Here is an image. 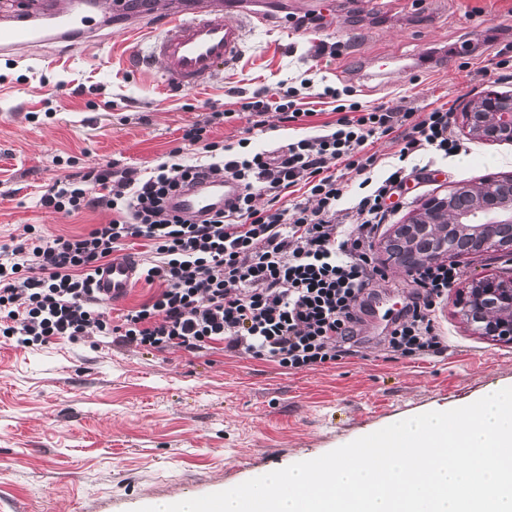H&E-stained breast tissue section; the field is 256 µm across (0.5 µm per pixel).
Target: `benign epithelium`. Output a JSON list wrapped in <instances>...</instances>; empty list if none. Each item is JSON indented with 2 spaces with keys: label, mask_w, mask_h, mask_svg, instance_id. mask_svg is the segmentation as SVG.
<instances>
[{
  "label": "benign epithelium",
  "mask_w": 512,
  "mask_h": 512,
  "mask_svg": "<svg viewBox=\"0 0 512 512\" xmlns=\"http://www.w3.org/2000/svg\"><path fill=\"white\" fill-rule=\"evenodd\" d=\"M473 137L512 143V95L488 89L461 110ZM466 254L491 250L512 259V178L464 185L427 199L416 216L398 224L380 244L387 261L410 270L451 254L448 242ZM459 316L478 335L512 344V281L483 277L471 281L456 299Z\"/></svg>",
  "instance_id": "obj_1"
}]
</instances>
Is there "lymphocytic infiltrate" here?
<instances>
[{"label":"lymphocytic infiltrate","instance_id":"obj_1","mask_svg":"<svg viewBox=\"0 0 512 512\" xmlns=\"http://www.w3.org/2000/svg\"><path fill=\"white\" fill-rule=\"evenodd\" d=\"M328 133L289 143L276 155L226 153L211 140L210 123L184 128L185 144L202 146L210 163L179 162L178 150L148 179L131 168L91 167L58 181L40 197L41 206L66 213L112 210L114 217L89 233L46 236L27 226V237L0 246V335L22 348L55 339L94 334L159 353L240 351L288 371L313 370L350 355L358 320L355 307L386 273L373 252L376 224L387 201L409 172L403 159L435 151L458 153L450 112L436 107L423 116L360 102L338 104ZM275 113L281 123L305 117L294 90L242 97L247 118ZM398 146V164L373 179L379 161L370 147L383 137ZM343 165L358 177L349 185L333 171ZM201 176L230 177L244 192L232 209L201 221L170 212L168 196ZM306 202L285 206L294 187ZM266 197L257 206V197ZM147 241L151 260L140 276L156 293L138 308L113 319L98 300L94 279L112 263L123 242ZM454 263L414 269L417 298L389 331V347L418 359L441 352L435 308L457 281Z\"/></svg>","mask_w":512,"mask_h":512}]
</instances>
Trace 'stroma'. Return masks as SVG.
Listing matches in <instances>:
<instances>
[{
  "mask_svg": "<svg viewBox=\"0 0 512 512\" xmlns=\"http://www.w3.org/2000/svg\"><path fill=\"white\" fill-rule=\"evenodd\" d=\"M141 2L92 40L45 42L21 60L0 56V245L21 242L29 224L60 235L109 223L110 210L54 212L39 197L92 166L148 177L182 147L184 126L236 109L239 94L276 92L281 81L308 98L311 116L288 127L272 118L255 130L232 119L212 125L211 140L234 148L247 137L269 152L321 133L337 118L327 86L394 110H450L460 155L417 158L376 241L430 197L512 176V143L476 139L460 118L487 89L512 93V78L489 69L512 41V0H335L334 15L305 28L297 22L309 18L308 0H235L268 25L248 33L234 68L181 93L164 89L158 69L131 64L149 48L159 0ZM465 44L470 52L460 53ZM182 149L186 163L207 160L199 147ZM453 262L460 279L436 312L446 348L419 360L387 349V327L416 290L393 264L365 301L354 355L314 370L89 338L24 349L0 335V512H135L195 498L512 387V345L475 334L455 307L471 280L512 279V263L492 252Z\"/></svg>",
  "mask_w": 512,
  "mask_h": 512,
  "instance_id": "stroma-1",
  "label": "stroma"
}]
</instances>
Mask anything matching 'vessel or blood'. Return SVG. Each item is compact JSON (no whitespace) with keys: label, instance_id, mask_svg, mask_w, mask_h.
<instances>
[{"label":"vessel or blood","instance_id":"b4317fda","mask_svg":"<svg viewBox=\"0 0 512 512\" xmlns=\"http://www.w3.org/2000/svg\"><path fill=\"white\" fill-rule=\"evenodd\" d=\"M264 22L262 15L236 12L229 0H195L190 9L171 8L151 26L155 38L147 62L159 67L167 89L193 90L233 64L247 31ZM97 25L84 0H35L31 10L0 16V55L47 40L86 37ZM241 193L233 179L203 178L170 196L167 207L183 217L203 218L229 209ZM137 273V263L113 262L98 282L100 300L122 297Z\"/></svg>","mask_w":512,"mask_h":512}]
</instances>
